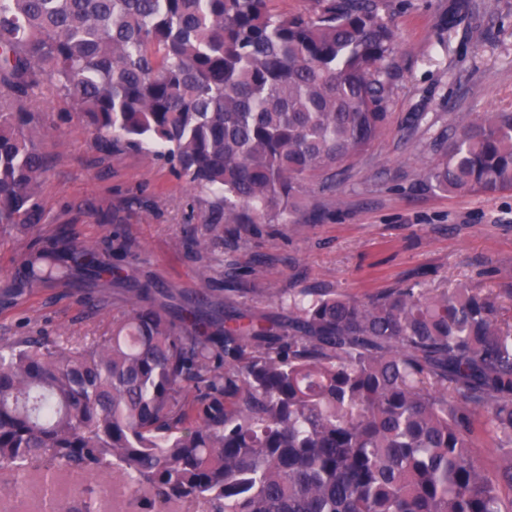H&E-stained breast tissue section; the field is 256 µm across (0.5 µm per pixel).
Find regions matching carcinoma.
<instances>
[{
  "mask_svg": "<svg viewBox=\"0 0 512 512\" xmlns=\"http://www.w3.org/2000/svg\"><path fill=\"white\" fill-rule=\"evenodd\" d=\"M0 0V229L35 230L45 156L34 113L3 105L47 86L106 151L142 149L209 194L200 260L371 147L387 121L398 41L379 0ZM428 187L512 190V112L460 119L426 143ZM122 279L112 247L36 237L20 295ZM145 283L91 345L51 336L0 350V470L43 500L64 471L97 512L108 481L141 512H512V321L500 295L401 283L365 299L277 293L282 313L199 293L177 325ZM492 437L476 453L478 434ZM270 8L281 15L310 14L316 7L314 0H271Z\"/></svg>",
  "mask_w": 512,
  "mask_h": 512,
  "instance_id": "cac0c4a2",
  "label": "carcinoma"
}]
</instances>
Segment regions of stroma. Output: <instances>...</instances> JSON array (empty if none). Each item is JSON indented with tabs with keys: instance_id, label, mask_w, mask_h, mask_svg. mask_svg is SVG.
I'll return each mask as SVG.
<instances>
[{
	"instance_id": "1",
	"label": "stroma",
	"mask_w": 512,
	"mask_h": 512,
	"mask_svg": "<svg viewBox=\"0 0 512 512\" xmlns=\"http://www.w3.org/2000/svg\"><path fill=\"white\" fill-rule=\"evenodd\" d=\"M452 0H384L398 33L396 78L384 104L389 121L335 191L310 186L295 224H263L232 258L246 270L244 301L261 315L280 311L284 288H329L363 298L402 281L422 288L512 290V191L454 195L423 186L436 156L423 144L459 118L512 111V0H470L458 18ZM30 134L49 168L42 179L38 232H0V290L11 285L35 235L73 230L79 241L130 248L131 281L195 294L224 269L196 259L185 243L200 234L189 219L198 191L151 151L107 153L98 135L56 92L29 101ZM424 114L411 129L412 114ZM81 282L0 298V345L61 336L75 346L108 333L132 292L105 290L89 309Z\"/></svg>"
}]
</instances>
